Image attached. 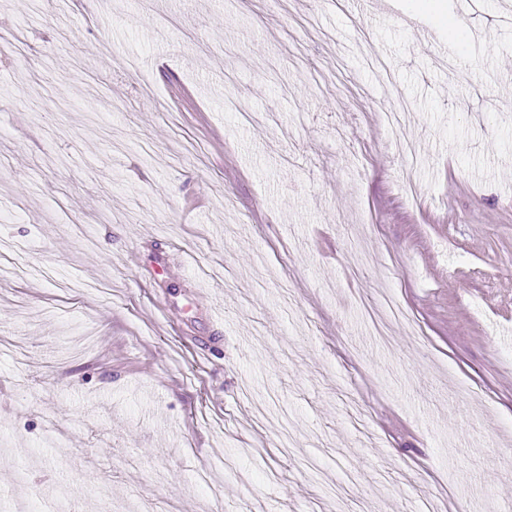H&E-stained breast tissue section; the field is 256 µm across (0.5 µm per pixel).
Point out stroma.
I'll use <instances>...</instances> for the list:
<instances>
[{"mask_svg":"<svg viewBox=\"0 0 512 512\" xmlns=\"http://www.w3.org/2000/svg\"><path fill=\"white\" fill-rule=\"evenodd\" d=\"M455 2L0 0V512H512V26Z\"/></svg>","mask_w":512,"mask_h":512,"instance_id":"1","label":"stroma"}]
</instances>
